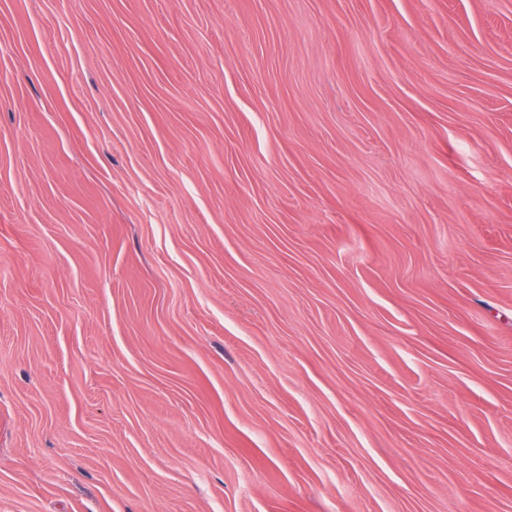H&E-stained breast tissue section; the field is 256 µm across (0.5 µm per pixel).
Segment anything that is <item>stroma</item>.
<instances>
[{
	"mask_svg": "<svg viewBox=\"0 0 512 512\" xmlns=\"http://www.w3.org/2000/svg\"><path fill=\"white\" fill-rule=\"evenodd\" d=\"M0 512H512V0H0Z\"/></svg>",
	"mask_w": 512,
	"mask_h": 512,
	"instance_id": "stroma-1",
	"label": "stroma"
}]
</instances>
